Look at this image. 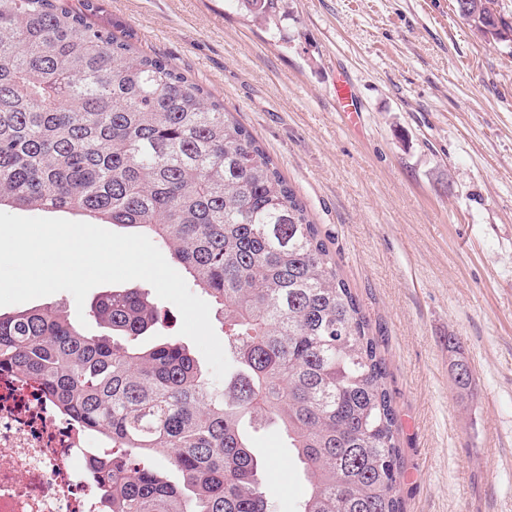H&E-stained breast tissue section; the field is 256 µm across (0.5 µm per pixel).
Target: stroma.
Returning a JSON list of instances; mask_svg holds the SVG:
<instances>
[{"mask_svg": "<svg viewBox=\"0 0 512 512\" xmlns=\"http://www.w3.org/2000/svg\"><path fill=\"white\" fill-rule=\"evenodd\" d=\"M99 3L223 103L318 225L387 365L403 512H512V40L456 0H280L267 21L240 0ZM250 445L271 512H294L304 477L283 433ZM335 96L340 119L345 123L356 122L361 114L355 107L353 88L349 80L342 78L336 83Z\"/></svg>", "mask_w": 512, "mask_h": 512, "instance_id": "35a3bbf8", "label": "stroma"}]
</instances>
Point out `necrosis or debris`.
<instances>
[{"mask_svg":"<svg viewBox=\"0 0 512 512\" xmlns=\"http://www.w3.org/2000/svg\"><path fill=\"white\" fill-rule=\"evenodd\" d=\"M106 446L37 381L0 373V512H102L87 463Z\"/></svg>","mask_w":512,"mask_h":512,"instance_id":"necrosis-or-debris-1","label":"necrosis or debris"}]
</instances>
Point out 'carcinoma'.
Segmentation results:
<instances>
[{
    "mask_svg": "<svg viewBox=\"0 0 512 512\" xmlns=\"http://www.w3.org/2000/svg\"><path fill=\"white\" fill-rule=\"evenodd\" d=\"M490 0H466L483 32ZM258 19L278 0H243ZM98 0H0V207L73 211L161 241L211 298L233 371L217 390L139 289L0 313V371L40 381L112 442L108 512H270L244 424L288 439L295 512H402L398 422L376 338L318 226L259 142L198 83L136 51ZM180 480H169L164 469Z\"/></svg>",
    "mask_w": 512,
    "mask_h": 512,
    "instance_id": "1",
    "label": "carcinoma"
}]
</instances>
